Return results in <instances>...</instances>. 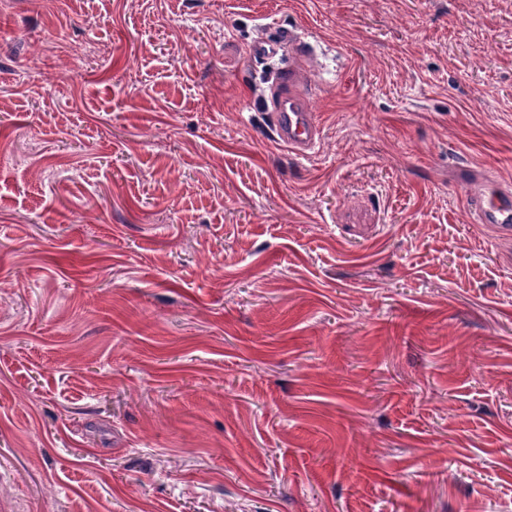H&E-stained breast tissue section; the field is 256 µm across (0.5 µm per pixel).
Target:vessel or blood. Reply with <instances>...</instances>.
I'll return each mask as SVG.
<instances>
[{"instance_id": "b4317fda", "label": "vessel or blood", "mask_w": 512, "mask_h": 512, "mask_svg": "<svg viewBox=\"0 0 512 512\" xmlns=\"http://www.w3.org/2000/svg\"><path fill=\"white\" fill-rule=\"evenodd\" d=\"M276 141L298 157L311 156L320 139V122L307 92L298 89L290 72H279L268 108ZM459 183L470 187L467 208L473 223L512 236V187L493 176L474 177L467 168L457 172Z\"/></svg>"}]
</instances>
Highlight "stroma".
Returning a JSON list of instances; mask_svg holds the SVG:
<instances>
[{"label":"stroma","mask_w":512,"mask_h":512,"mask_svg":"<svg viewBox=\"0 0 512 512\" xmlns=\"http://www.w3.org/2000/svg\"><path fill=\"white\" fill-rule=\"evenodd\" d=\"M462 166L512 184L497 0H0V512H512ZM276 141L298 157H309L321 139L320 122L308 93L298 89L290 71H281L267 107Z\"/></svg>","instance_id":"1"}]
</instances>
